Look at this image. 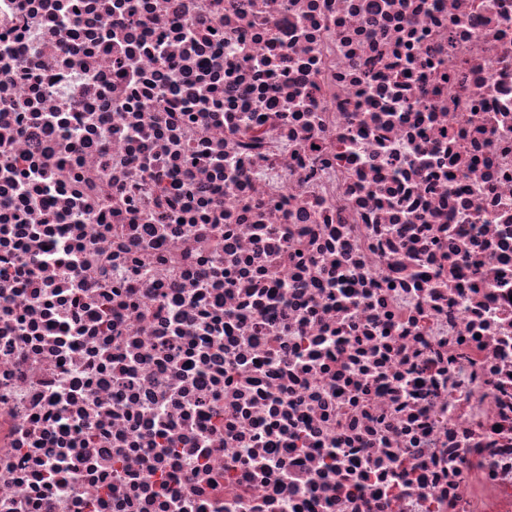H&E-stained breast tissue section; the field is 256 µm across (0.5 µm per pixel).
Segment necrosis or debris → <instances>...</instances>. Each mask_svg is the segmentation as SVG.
Listing matches in <instances>:
<instances>
[{
    "label": "necrosis or debris",
    "instance_id": "4bbe7bcc",
    "mask_svg": "<svg viewBox=\"0 0 512 512\" xmlns=\"http://www.w3.org/2000/svg\"><path fill=\"white\" fill-rule=\"evenodd\" d=\"M0 512H512V0H0Z\"/></svg>",
    "mask_w": 512,
    "mask_h": 512
}]
</instances>
